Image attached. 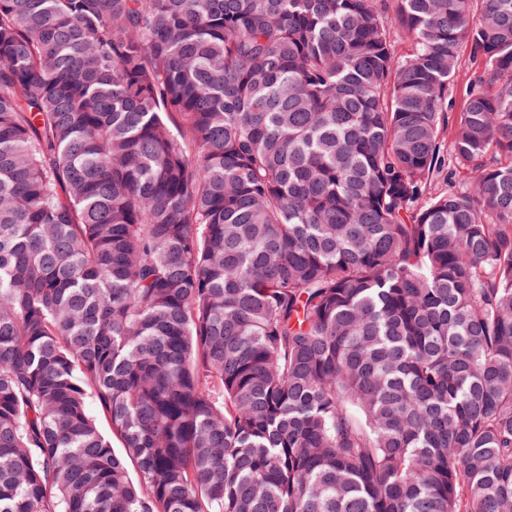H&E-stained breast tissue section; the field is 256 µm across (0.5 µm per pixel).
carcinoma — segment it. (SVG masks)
<instances>
[{
    "label": "carcinoma",
    "instance_id": "1",
    "mask_svg": "<svg viewBox=\"0 0 512 512\" xmlns=\"http://www.w3.org/2000/svg\"><path fill=\"white\" fill-rule=\"evenodd\" d=\"M0 512H512V0H0ZM480 76H482L481 68L469 59V54L465 50L456 73L454 92L448 106L450 115L453 116L462 111L467 88L474 85ZM445 142L448 147V166L445 167L442 173L433 178L432 189L435 195L443 194L448 191V170L453 171L455 175L453 180L457 184L464 182L465 177L463 176V170H458L455 167V161L453 157V133L449 127L447 132L444 134Z\"/></svg>",
    "mask_w": 512,
    "mask_h": 512
}]
</instances>
